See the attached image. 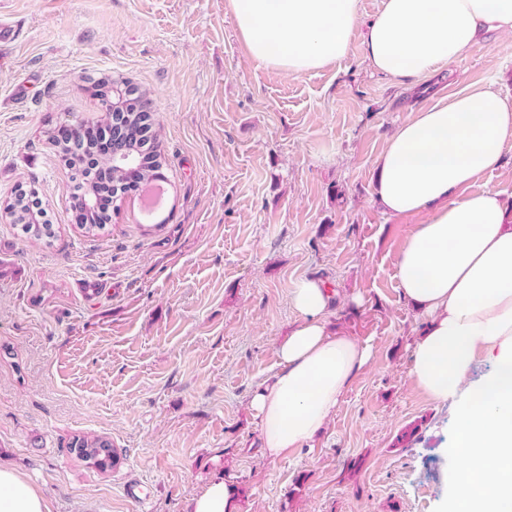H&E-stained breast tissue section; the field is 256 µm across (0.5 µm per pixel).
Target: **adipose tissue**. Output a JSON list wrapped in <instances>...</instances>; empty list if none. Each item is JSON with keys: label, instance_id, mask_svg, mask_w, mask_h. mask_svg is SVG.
<instances>
[{"label": "adipose tissue", "instance_id": "1", "mask_svg": "<svg viewBox=\"0 0 512 512\" xmlns=\"http://www.w3.org/2000/svg\"><path fill=\"white\" fill-rule=\"evenodd\" d=\"M255 62L301 75L345 58L359 0H228ZM512 35V0H383L363 45L375 71L414 82L452 64L488 33ZM512 139V105L490 85L466 88L400 124L375 162L376 202L391 216L427 213L407 236L396 277L426 320L410 375L455 420L440 512H512V203L472 185L495 170ZM330 292L293 288L298 320L276 349L278 368L251 396L262 448L275 459L311 441L336 412L371 350L329 327ZM493 368L468 374L481 355ZM223 476L192 497L191 512H237ZM0 512H49L44 497L0 467Z\"/></svg>", "mask_w": 512, "mask_h": 512}]
</instances>
